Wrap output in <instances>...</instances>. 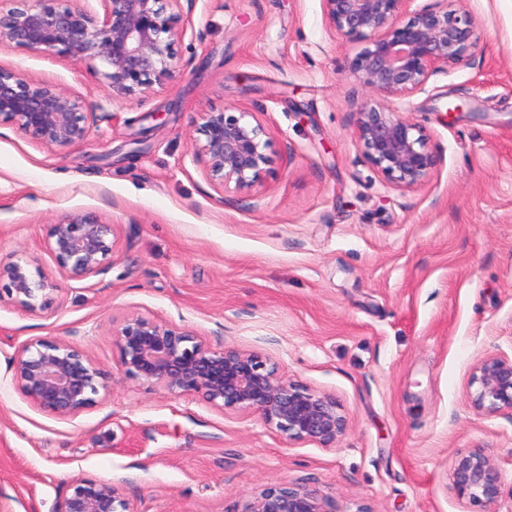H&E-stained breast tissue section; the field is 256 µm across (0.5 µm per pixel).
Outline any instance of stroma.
Segmentation results:
<instances>
[{"mask_svg":"<svg viewBox=\"0 0 512 512\" xmlns=\"http://www.w3.org/2000/svg\"><path fill=\"white\" fill-rule=\"evenodd\" d=\"M466 5L482 53L404 104L439 159L412 188L362 155L359 47L321 0H196L175 76L142 96L0 45V65L110 113L59 150L0 127V262L34 261L58 287L41 315L0 302V512H50L87 475L122 481L137 512H239L272 482L306 484L338 512H469L452 463L478 446L500 471L497 512H512V417L468 399L479 360L512 356V0ZM224 108L270 131L272 171L247 194H218L190 156L192 117ZM76 212L116 240L113 263L83 280L61 277L47 246L49 224ZM130 313L262 354L336 398L345 435L292 441L250 412L126 378L112 327ZM39 337L86 351L111 393L73 419L34 409L7 358Z\"/></svg>","mask_w":512,"mask_h":512,"instance_id":"1","label":"stroma"}]
</instances>
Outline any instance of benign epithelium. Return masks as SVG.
Returning a JSON list of instances; mask_svg holds the SVG:
<instances>
[{
    "label": "benign epithelium",
    "mask_w": 512,
    "mask_h": 512,
    "mask_svg": "<svg viewBox=\"0 0 512 512\" xmlns=\"http://www.w3.org/2000/svg\"><path fill=\"white\" fill-rule=\"evenodd\" d=\"M16 0L0 9V44L53 52L76 65L105 68L118 95L147 92L176 70L173 46L183 34L195 0ZM412 0H322L335 32L363 44L352 71L372 98L360 108L357 136L374 168L391 184H422L438 165L419 125L401 116L400 101L425 90L430 78L463 66L481 52L476 19L463 0H438L431 9L408 14ZM247 111L202 112L191 123L198 138L192 160L223 194L248 193L269 173L270 132L246 120ZM96 122V107L63 89L34 82L0 65V125L48 150L84 143ZM48 248L58 272L81 280L100 273L115 253L112 225L97 215L75 213L49 225ZM56 284L30 261L0 264V300L30 314L56 301ZM125 377L171 394H200L222 409L249 411L293 441L325 448L345 433L336 400L279 377L257 352L214 348L196 331L159 323L139 314L112 330ZM11 383L37 411L74 418L96 406L112 377L86 352L60 339L28 340L9 357ZM469 398L484 415L512 416V356L491 355L475 367ZM453 489L462 501L496 512L500 472L487 449L472 448L452 463ZM51 512H138L123 483L79 476L71 479ZM240 512H338L319 491L298 483H274L247 499Z\"/></svg>",
    "instance_id": "benign-epithelium-1"
}]
</instances>
